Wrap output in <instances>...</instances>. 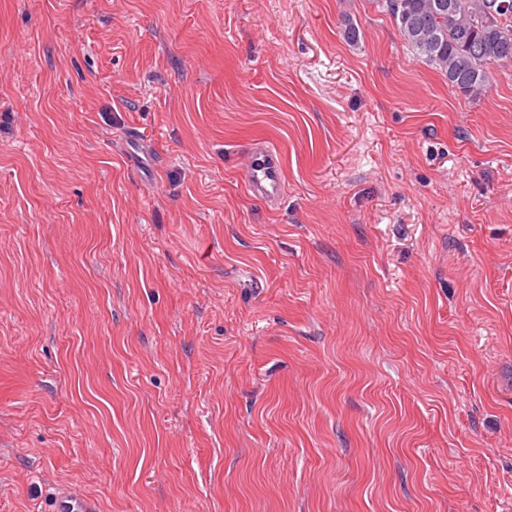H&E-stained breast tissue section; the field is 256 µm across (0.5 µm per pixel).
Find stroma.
Listing matches in <instances>:
<instances>
[{
	"label": "stroma",
	"instance_id": "1",
	"mask_svg": "<svg viewBox=\"0 0 512 512\" xmlns=\"http://www.w3.org/2000/svg\"><path fill=\"white\" fill-rule=\"evenodd\" d=\"M69 483L512 512V63L462 96L375 0H0V512ZM243 168L248 195L271 210L280 207L285 195L284 162L279 149L267 140H257L246 149Z\"/></svg>",
	"mask_w": 512,
	"mask_h": 512
}]
</instances>
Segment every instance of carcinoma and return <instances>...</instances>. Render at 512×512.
<instances>
[{
    "label": "carcinoma",
    "mask_w": 512,
    "mask_h": 512,
    "mask_svg": "<svg viewBox=\"0 0 512 512\" xmlns=\"http://www.w3.org/2000/svg\"><path fill=\"white\" fill-rule=\"evenodd\" d=\"M394 20L416 55L440 70L448 86L465 97L487 93L491 69L512 63V7L502 0H375ZM344 39L360 40L349 15L341 20Z\"/></svg>",
    "instance_id": "1"
}]
</instances>
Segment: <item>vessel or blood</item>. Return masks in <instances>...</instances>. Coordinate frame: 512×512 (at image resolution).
<instances>
[{
    "instance_id": "b4317fda",
    "label": "vessel or blood",
    "mask_w": 512,
    "mask_h": 512,
    "mask_svg": "<svg viewBox=\"0 0 512 512\" xmlns=\"http://www.w3.org/2000/svg\"><path fill=\"white\" fill-rule=\"evenodd\" d=\"M246 156V192L269 209H278L285 195L284 162L279 149L269 141L258 140L247 147ZM52 512H97V505L79 490L68 488L57 492Z\"/></svg>"
}]
</instances>
